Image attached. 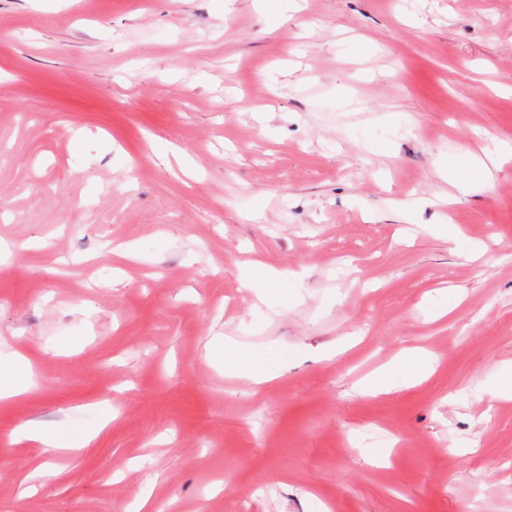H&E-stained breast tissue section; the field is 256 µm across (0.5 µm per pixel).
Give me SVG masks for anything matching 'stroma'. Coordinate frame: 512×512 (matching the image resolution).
Segmentation results:
<instances>
[{
  "mask_svg": "<svg viewBox=\"0 0 512 512\" xmlns=\"http://www.w3.org/2000/svg\"><path fill=\"white\" fill-rule=\"evenodd\" d=\"M511 147L512 0H0V512H512ZM292 275L288 271L274 272L259 268L247 273L246 282L259 290V298L265 303L280 295L284 285L290 284ZM210 350L213 360L224 365L225 375L247 373L257 386L278 376L283 363L292 357V353L288 350L282 351L281 358L271 363L261 355L241 350L226 337L223 341H214ZM32 386L28 360L16 352H0V400L22 397ZM429 361L416 355L414 352L406 354L394 367H390L378 373L375 378L367 384L368 390L372 393H386L389 392L392 385L397 380L408 384L412 381L416 373L426 367ZM94 437L93 432H76L65 434L61 432H48L39 427L26 425L16 430L11 436V444H19L23 441L35 442L43 448H82Z\"/></svg>",
  "mask_w": 512,
  "mask_h": 512,
  "instance_id": "obj_1",
  "label": "stroma"
}]
</instances>
